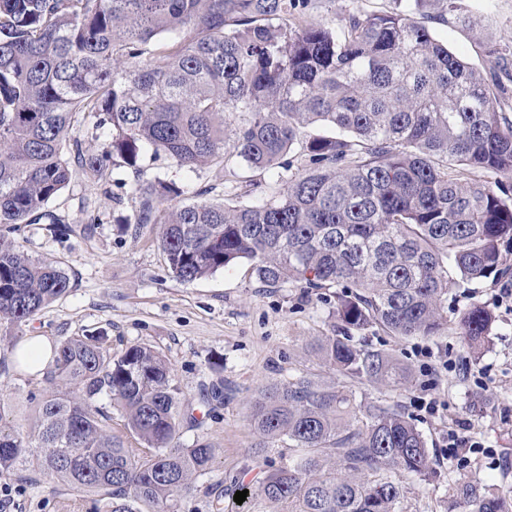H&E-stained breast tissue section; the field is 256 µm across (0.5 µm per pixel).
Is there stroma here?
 Masks as SVG:
<instances>
[{
  "instance_id": "1",
  "label": "stroma",
  "mask_w": 512,
  "mask_h": 512,
  "mask_svg": "<svg viewBox=\"0 0 512 512\" xmlns=\"http://www.w3.org/2000/svg\"><path fill=\"white\" fill-rule=\"evenodd\" d=\"M394 0H314L311 17L342 22L349 11L367 14L392 10ZM447 23L430 22L433 34L449 51L486 73L512 74V0H455ZM496 45L507 55L495 63L486 53ZM140 166L146 182L164 180L193 191L223 188L225 179L274 186L277 171L255 172L243 166L213 165L190 170L165 155L145 153ZM125 168L114 169L105 183L88 181L74 171L68 187L52 202L72 234L52 238L45 225L23 226L18 236L33 258L58 262L73 286L25 327V337L51 342L82 331L107 333L113 353L147 344L168 360L176 384L191 398L202 385L223 383L224 405L218 412L200 410L201 425L183 430L180 441L204 439L216 450L209 473L199 476L181 502L180 512H209L211 485L238 479L255 485L250 470L255 441L248 424L250 402L269 383L305 375L339 383L336 373L315 353L328 333L336 307L335 289L314 290L299 283L265 286L251 278L247 263L221 269L192 283L175 280L158 246L155 224H127L134 204L122 197V182L132 180ZM87 208H80V201ZM499 281L486 280L467 292L448 293V331L441 335L391 336L373 328L362 342L394 353L413 372L412 382L397 391L364 384L359 399H382L398 405L422 433L429 451V476L401 480L404 512H470V505L449 494L468 481L485 492L512 491V304L497 299ZM479 304L494 317L480 354H472L456 329L460 312ZM37 376L21 372L12 354L0 347V399L12 401L17 418L33 410L27 396ZM480 445L477 453L452 458V436ZM0 512H108L101 497L80 494L48 478L20 483L0 477Z\"/></svg>"
}]
</instances>
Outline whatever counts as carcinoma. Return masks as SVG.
<instances>
[{
	"label": "carcinoma",
	"mask_w": 512,
	"mask_h": 512,
	"mask_svg": "<svg viewBox=\"0 0 512 512\" xmlns=\"http://www.w3.org/2000/svg\"><path fill=\"white\" fill-rule=\"evenodd\" d=\"M426 0L393 11L351 12L345 23L311 18L312 0H0V342L71 288L66 270L35 259L17 239L23 224L68 228L49 208L73 166L106 181L132 170L130 219L160 225L173 278L190 283L245 261L261 283L335 288L320 354L353 383L397 390L411 369L385 351L353 344L380 328L436 336L443 299L512 272V197L469 177L512 175L508 89L450 53L427 22ZM321 124L322 134L305 128ZM105 138L99 154L79 134ZM179 167L237 159L280 170L277 186L241 203L224 182L181 199L172 183L141 181L146 149ZM303 160L290 171L288 155ZM494 317L473 305L457 327L473 349ZM28 427L0 400V474L47 475L93 493L110 512H178L215 448L198 438L194 402L164 356L145 344L112 354L105 334L68 336L53 348ZM117 405L138 453L112 434ZM200 403L214 411L224 387ZM255 457L288 439L301 454L264 473L259 494L288 512H399L404 473L426 475V442L395 405L357 401L352 386L306 376L258 390ZM235 482L211 488L222 510ZM475 512H512V495L463 490Z\"/></svg>",
	"instance_id": "1"
}]
</instances>
